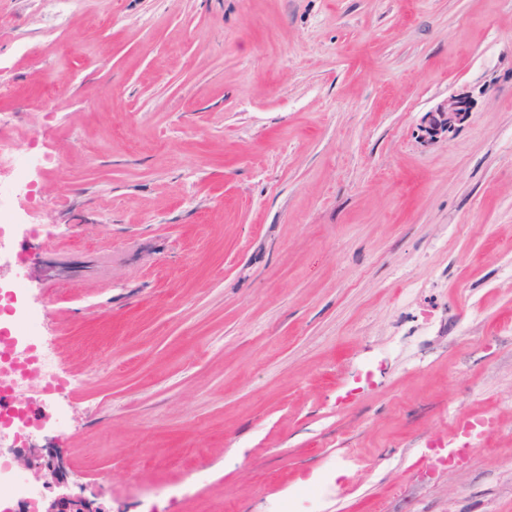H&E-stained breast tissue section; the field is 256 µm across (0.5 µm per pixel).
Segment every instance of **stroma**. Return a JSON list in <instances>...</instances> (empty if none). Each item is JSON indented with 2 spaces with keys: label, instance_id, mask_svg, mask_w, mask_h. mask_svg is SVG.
Returning a JSON list of instances; mask_svg holds the SVG:
<instances>
[{
  "label": "stroma",
  "instance_id": "stroma-1",
  "mask_svg": "<svg viewBox=\"0 0 512 512\" xmlns=\"http://www.w3.org/2000/svg\"><path fill=\"white\" fill-rule=\"evenodd\" d=\"M0 75L50 156L0 282L46 316L68 492L512 512V0H0ZM495 425L496 420L485 414L462 417L451 429L447 445L428 444L419 460L430 468L458 467L470 459L476 450L477 441Z\"/></svg>",
  "mask_w": 512,
  "mask_h": 512
}]
</instances>
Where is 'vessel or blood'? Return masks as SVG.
<instances>
[{
    "label": "vessel or blood",
    "mask_w": 512,
    "mask_h": 512,
    "mask_svg": "<svg viewBox=\"0 0 512 512\" xmlns=\"http://www.w3.org/2000/svg\"><path fill=\"white\" fill-rule=\"evenodd\" d=\"M496 424L487 415L465 416L453 426L447 444L427 445L420 455V461L427 467L447 466L450 468L465 463L476 449L478 441Z\"/></svg>",
    "instance_id": "1"
}]
</instances>
